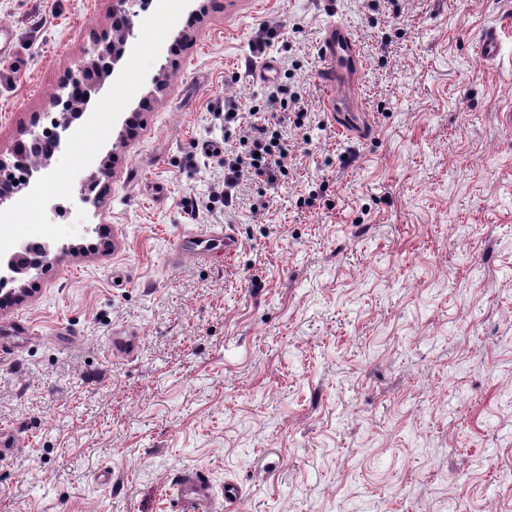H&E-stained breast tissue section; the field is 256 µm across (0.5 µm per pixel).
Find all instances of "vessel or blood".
Returning a JSON list of instances; mask_svg holds the SVG:
<instances>
[{
	"mask_svg": "<svg viewBox=\"0 0 512 512\" xmlns=\"http://www.w3.org/2000/svg\"><path fill=\"white\" fill-rule=\"evenodd\" d=\"M321 51L324 58L321 79L336 90L327 108L340 124L356 130L363 112L355 92L361 70L356 42L346 26L334 21L325 30ZM219 246L225 253H232L236 247L234 236L221 229L196 234L178 243L172 260L176 263L187 257L204 260ZM174 496L179 512H215L213 491L198 472L187 471L180 475L174 485Z\"/></svg>",
	"mask_w": 512,
	"mask_h": 512,
	"instance_id": "obj_1",
	"label": "vessel or blood"
}]
</instances>
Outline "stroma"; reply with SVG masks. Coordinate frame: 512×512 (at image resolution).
Segmentation results:
<instances>
[{
	"instance_id": "obj_1",
	"label": "stroma",
	"mask_w": 512,
	"mask_h": 512,
	"mask_svg": "<svg viewBox=\"0 0 512 512\" xmlns=\"http://www.w3.org/2000/svg\"><path fill=\"white\" fill-rule=\"evenodd\" d=\"M122 12L46 173L64 192L0 224L52 241L0 310V512H177L193 468L240 486L219 512H512V0H0V153ZM331 21L362 60L354 135L323 106ZM283 81L288 170L225 210L224 147ZM220 226L232 254L172 263Z\"/></svg>"
}]
</instances>
